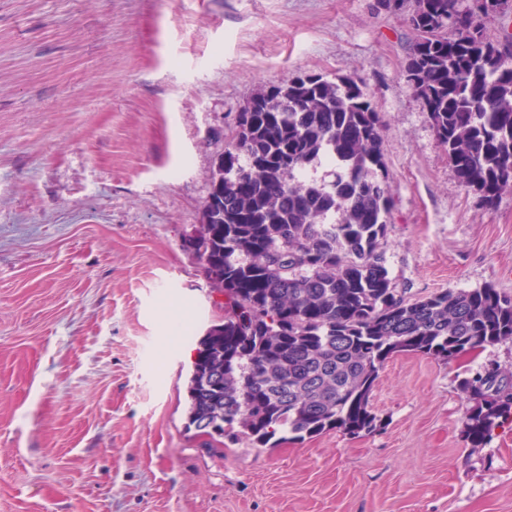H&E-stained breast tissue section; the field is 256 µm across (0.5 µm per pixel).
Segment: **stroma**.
Wrapping results in <instances>:
<instances>
[{
  "label": "stroma",
  "instance_id": "35a3bbf8",
  "mask_svg": "<svg viewBox=\"0 0 512 512\" xmlns=\"http://www.w3.org/2000/svg\"><path fill=\"white\" fill-rule=\"evenodd\" d=\"M377 0H0V512H512V423L458 381L512 341L387 361L373 432L203 448L185 430L219 316L182 246L247 99L354 77L387 123L386 266L405 298L512 294V193L459 182Z\"/></svg>",
  "mask_w": 512,
  "mask_h": 512
}]
</instances>
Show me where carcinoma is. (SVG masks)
I'll list each match as a JSON object with an SVG mask.
<instances>
[{
    "label": "carcinoma",
    "instance_id": "obj_1",
    "mask_svg": "<svg viewBox=\"0 0 512 512\" xmlns=\"http://www.w3.org/2000/svg\"><path fill=\"white\" fill-rule=\"evenodd\" d=\"M416 0L405 78L460 183L484 208L512 192V32L491 35L509 0ZM385 124L356 80L320 74L251 96L210 174L206 210L182 240L224 316L189 380L187 429L207 448L279 432L303 440L376 429L370 398L401 352L445 361L512 340V296L448 288L412 302L384 264L392 199ZM335 162L332 180L311 171ZM465 432L481 442L512 416V371L464 378Z\"/></svg>",
    "mask_w": 512,
    "mask_h": 512
}]
</instances>
